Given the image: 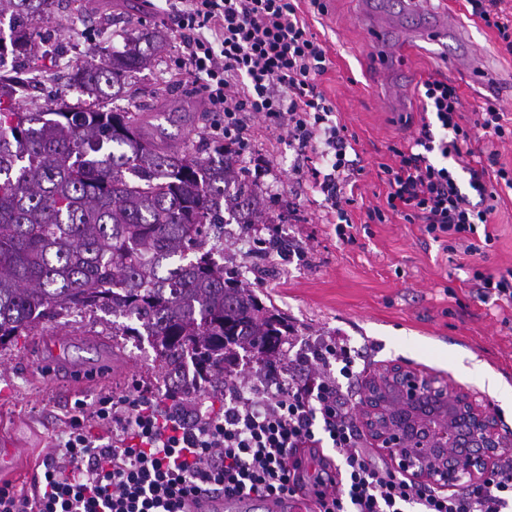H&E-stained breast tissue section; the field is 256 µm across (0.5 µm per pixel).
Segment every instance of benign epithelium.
<instances>
[{
  "label": "benign epithelium",
  "instance_id": "7a95c632",
  "mask_svg": "<svg viewBox=\"0 0 512 512\" xmlns=\"http://www.w3.org/2000/svg\"><path fill=\"white\" fill-rule=\"evenodd\" d=\"M361 425L393 467L424 487L479 485L512 436L489 405L456 383L393 365L364 383Z\"/></svg>",
  "mask_w": 512,
  "mask_h": 512
}]
</instances>
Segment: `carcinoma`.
<instances>
[{
    "label": "carcinoma",
    "mask_w": 512,
    "mask_h": 512,
    "mask_svg": "<svg viewBox=\"0 0 512 512\" xmlns=\"http://www.w3.org/2000/svg\"><path fill=\"white\" fill-rule=\"evenodd\" d=\"M56 0H0L17 25L7 53L32 59L40 43L31 22ZM100 67L73 66L91 102L28 109L20 89L0 79V344L61 316L98 311L137 323L122 336L150 337L171 391L196 380L224 388L240 353L256 371L282 361L288 317L265 305L215 258L210 232L229 215L263 220L260 195L239 179L236 152L198 132L197 148H162L141 113L105 100L144 68L159 31L123 38ZM194 365L193 378L179 367Z\"/></svg>",
    "instance_id": "1"
}]
</instances>
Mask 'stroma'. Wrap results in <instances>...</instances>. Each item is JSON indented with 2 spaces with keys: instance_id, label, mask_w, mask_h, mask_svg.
Wrapping results in <instances>:
<instances>
[{
  "instance_id": "1",
  "label": "stroma",
  "mask_w": 512,
  "mask_h": 512,
  "mask_svg": "<svg viewBox=\"0 0 512 512\" xmlns=\"http://www.w3.org/2000/svg\"><path fill=\"white\" fill-rule=\"evenodd\" d=\"M358 2L326 0L325 13H305L311 32L329 48L330 64L319 86L352 135L363 166L348 208L350 237L337 235L335 225L327 223L323 196L299 172L287 136L266 130L256 116L251 120V152L265 161V174L256 185L267 220L248 230L225 225L217 246L261 299L294 324L295 332L283 346L287 354L338 337L360 355L364 368L350 386L351 405L360 401L363 380L398 364L468 389L489 403L500 429L512 433V303L477 296L469 283L471 258L463 246L445 249L423 225L396 215L381 223L368 218L373 208L386 206L388 189L379 177L380 164L390 162L391 146L412 132L400 123L399 113L384 110L362 70L372 33L358 16ZM429 7L456 13L462 26L459 38L424 45L410 60L418 80L434 77L455 85L466 120H473L489 100L512 118V54L472 16L467 0H430ZM117 19L131 30H161L166 43L147 68L126 78L114 107L134 112L149 103V119L163 129L161 142L167 146H188L196 139L190 123L177 120L180 110L195 114L207 129L222 128L224 115L208 108L200 80L174 76L180 39L166 0H60L52 14L36 19L35 33L52 37L53 43L49 57L27 66L40 84L35 106L77 101L64 63L98 65L109 48H122V40L112 37ZM464 39L482 54L479 68L465 73L459 70ZM502 197L490 217L488 229L495 240L480 264L485 271L512 267V191H503ZM274 238L287 240V255L259 250L260 241ZM122 323V318L99 311L44 324V331L70 336L64 359L72 366L99 362L114 371L109 385L92 384L77 392L45 377L29 360L33 336L0 346V433L19 435L24 443L21 475L0 476V487L35 492L44 460L67 439L76 404L138 393L166 400V370L150 339L113 341V328Z\"/></svg>"
}]
</instances>
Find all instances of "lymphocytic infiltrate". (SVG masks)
Masks as SVG:
<instances>
[{"label": "lymphocytic infiltrate", "mask_w": 512, "mask_h": 512, "mask_svg": "<svg viewBox=\"0 0 512 512\" xmlns=\"http://www.w3.org/2000/svg\"><path fill=\"white\" fill-rule=\"evenodd\" d=\"M301 1L174 0L178 67L201 80L207 105L224 115L225 142L238 153L252 143L245 115L284 132L328 211L343 221V189L359 167L348 156L345 126L318 88L328 49L311 33ZM420 97L419 118L401 119L417 134L379 166L389 192L386 210L374 216L381 221L390 212L422 223L433 239L448 236L482 255L471 238L496 209L488 185L512 189V167L469 165L463 181L450 161L481 131L512 142V125L493 101L465 123L456 88L443 80L424 81ZM355 367L350 347L330 340L289 360L287 378L236 382L217 414L188 393L163 410L147 394L78 405L67 440L44 462L36 493L0 488V512H188L201 491L293 495L294 452L323 446L342 457L344 476L316 477L321 512H512L511 456L482 485L457 495L375 465L360 446L343 391L356 379ZM89 421L99 432L86 430Z\"/></svg>", "instance_id": "1"}]
</instances>
